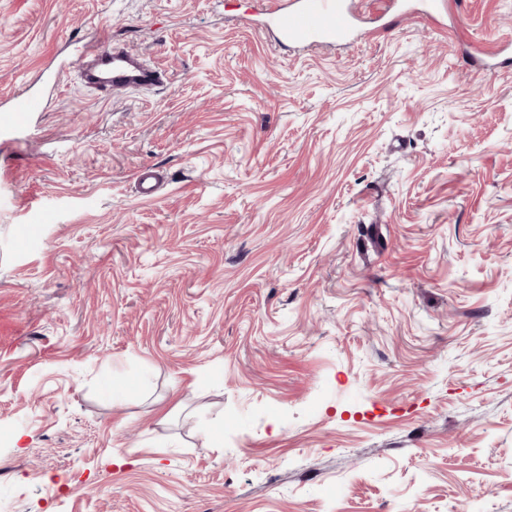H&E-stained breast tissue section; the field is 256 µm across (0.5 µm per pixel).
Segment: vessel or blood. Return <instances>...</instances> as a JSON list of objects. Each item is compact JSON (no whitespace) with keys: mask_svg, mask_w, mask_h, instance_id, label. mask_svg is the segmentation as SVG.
<instances>
[{"mask_svg":"<svg viewBox=\"0 0 512 512\" xmlns=\"http://www.w3.org/2000/svg\"><path fill=\"white\" fill-rule=\"evenodd\" d=\"M264 10L282 40L300 47L336 46L354 40L357 19L346 0H267ZM84 55L95 61L96 71L85 77L94 91L109 95L140 84L154 87L164 82L163 73L150 68L133 50L113 44L110 30H103L97 40L86 44ZM71 64L58 61L42 65L37 84H30L0 103V129L22 132L30 128L36 114L44 112L46 102L38 88L44 81L60 82Z\"/></svg>","mask_w":512,"mask_h":512,"instance_id":"obj_1","label":"vessel or blood"}]
</instances>
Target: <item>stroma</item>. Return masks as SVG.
Listing matches in <instances>:
<instances>
[{
  "instance_id": "1",
  "label": "stroma",
  "mask_w": 512,
  "mask_h": 512,
  "mask_svg": "<svg viewBox=\"0 0 512 512\" xmlns=\"http://www.w3.org/2000/svg\"><path fill=\"white\" fill-rule=\"evenodd\" d=\"M355 6L0 0V96L104 26L168 77L0 142V512H512V0ZM271 25L282 40L300 47L336 46L357 37V19L342 0H293L289 6L280 0H266Z\"/></svg>"
}]
</instances>
